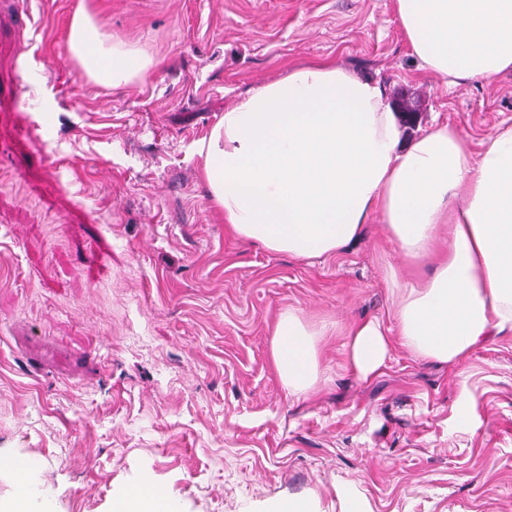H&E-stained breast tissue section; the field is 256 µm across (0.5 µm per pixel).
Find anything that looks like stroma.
Here are the masks:
<instances>
[{
    "instance_id": "1",
    "label": "stroma",
    "mask_w": 512,
    "mask_h": 512,
    "mask_svg": "<svg viewBox=\"0 0 512 512\" xmlns=\"http://www.w3.org/2000/svg\"><path fill=\"white\" fill-rule=\"evenodd\" d=\"M159 65L100 86L72 60L78 0H0V459L34 457L54 512H111L165 487L175 512H512V335L457 363L395 348L289 397L279 314L392 321L402 260L378 221L320 259L236 238L196 143L292 67L333 61L480 142L512 122V73L447 87L424 74L393 0H89ZM43 369L32 373L33 359ZM469 395H462V388ZM169 492L152 483H140L124 488L112 499V512H170Z\"/></svg>"
}]
</instances>
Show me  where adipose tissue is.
I'll return each instance as SVG.
<instances>
[{"instance_id":"ef3b65f1","label":"adipose tissue","mask_w":512,"mask_h":512,"mask_svg":"<svg viewBox=\"0 0 512 512\" xmlns=\"http://www.w3.org/2000/svg\"><path fill=\"white\" fill-rule=\"evenodd\" d=\"M422 68L459 86L512 73V0H394ZM71 57L96 84L144 81L153 56L103 31L86 6L69 28ZM377 83L337 63L290 69L225 110L196 151L209 197L233 236L275 253L319 259L357 242L379 217L425 278L404 285L394 328L376 317L345 329L342 369L378 374L394 346L420 361L453 363L512 333V124L480 146L444 123L404 140ZM329 325L283 312L271 356L289 396L330 379L318 345ZM169 492L124 488L112 512H171Z\"/></svg>"}]
</instances>
